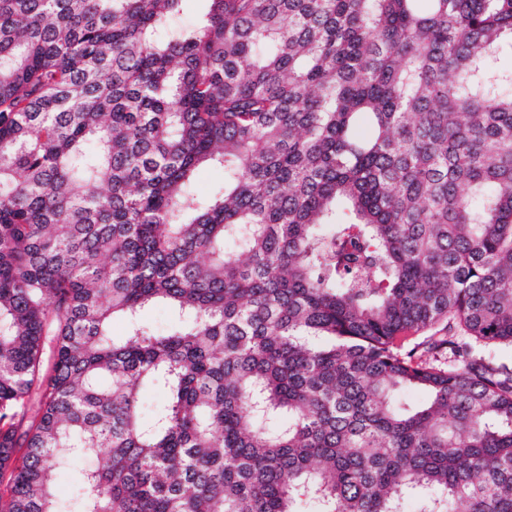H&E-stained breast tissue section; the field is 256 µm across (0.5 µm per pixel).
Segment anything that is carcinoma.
<instances>
[{
	"mask_svg": "<svg viewBox=\"0 0 512 512\" xmlns=\"http://www.w3.org/2000/svg\"><path fill=\"white\" fill-rule=\"evenodd\" d=\"M181 2L0 0V512H512V0ZM223 181L224 171L221 167L205 165L197 170L193 179V184L199 195L207 196Z\"/></svg>",
	"mask_w": 512,
	"mask_h": 512,
	"instance_id": "carcinoma-1",
	"label": "carcinoma"
}]
</instances>
